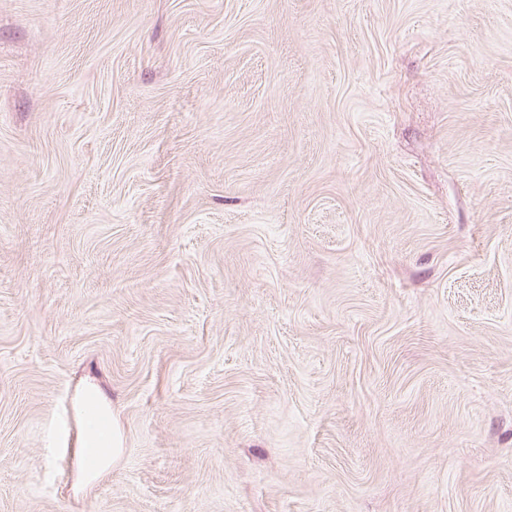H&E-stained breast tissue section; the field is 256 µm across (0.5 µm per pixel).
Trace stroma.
I'll return each mask as SVG.
<instances>
[{"mask_svg": "<svg viewBox=\"0 0 512 512\" xmlns=\"http://www.w3.org/2000/svg\"><path fill=\"white\" fill-rule=\"evenodd\" d=\"M0 512H512V0H0ZM79 414L86 430L83 448L94 451L101 468L107 469L118 459L123 448V434L111 411V405L93 380H86L79 393ZM101 417L108 419L103 426Z\"/></svg>", "mask_w": 512, "mask_h": 512, "instance_id": "stroma-1", "label": "stroma"}]
</instances>
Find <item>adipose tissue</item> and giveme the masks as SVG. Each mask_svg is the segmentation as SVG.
I'll return each mask as SVG.
<instances>
[{
	"label": "adipose tissue",
	"instance_id": "ef3b65f1",
	"mask_svg": "<svg viewBox=\"0 0 512 512\" xmlns=\"http://www.w3.org/2000/svg\"><path fill=\"white\" fill-rule=\"evenodd\" d=\"M81 420L86 430L84 448L100 458L101 468H108L122 452L123 434L112 418L111 405L96 382L85 381L79 393Z\"/></svg>",
	"mask_w": 512,
	"mask_h": 512
}]
</instances>
